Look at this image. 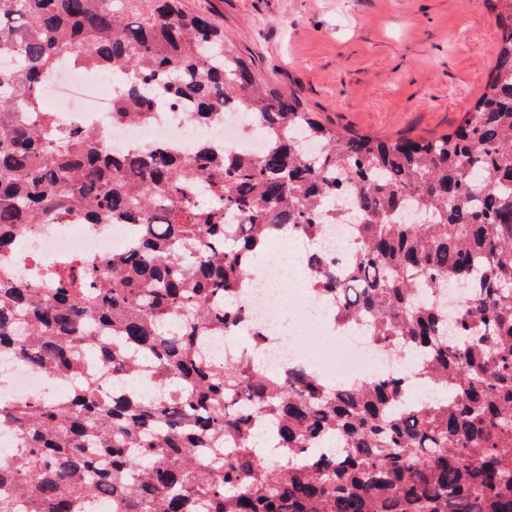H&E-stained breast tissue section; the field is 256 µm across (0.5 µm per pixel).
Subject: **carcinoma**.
Instances as JSON below:
<instances>
[{"label":"carcinoma","instance_id":"1","mask_svg":"<svg viewBox=\"0 0 512 512\" xmlns=\"http://www.w3.org/2000/svg\"><path fill=\"white\" fill-rule=\"evenodd\" d=\"M486 2L502 37L473 109L448 133L389 139L321 124L183 0H0V55L16 59L0 71V249L73 212L139 230L91 270L0 276V355L73 380L64 404L0 402L24 450L0 487L29 512H93L108 492L124 494L118 512H512V0ZM61 56L126 76L118 123L162 98L189 100L197 124L235 105L269 147L116 159L44 107ZM345 222L359 241L338 273L319 243ZM277 229L316 244L307 269L338 322L426 353L432 400L396 372L350 387L201 359L199 338L243 319L234 298ZM86 357L148 363L181 391L107 397ZM265 427L288 449L274 466Z\"/></svg>","mask_w":512,"mask_h":512}]
</instances>
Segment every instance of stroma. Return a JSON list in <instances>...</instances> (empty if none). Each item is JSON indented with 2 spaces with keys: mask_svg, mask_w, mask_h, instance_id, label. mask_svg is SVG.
<instances>
[{
  "mask_svg": "<svg viewBox=\"0 0 512 512\" xmlns=\"http://www.w3.org/2000/svg\"><path fill=\"white\" fill-rule=\"evenodd\" d=\"M227 46L320 120L432 137L478 98L500 29L485 0H187Z\"/></svg>",
  "mask_w": 512,
  "mask_h": 512,
  "instance_id": "stroma-1",
  "label": "stroma"
}]
</instances>
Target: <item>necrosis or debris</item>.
I'll list each match as a JSON object with an SVG mask.
<instances>
[{
  "label": "necrosis or debris",
  "instance_id": "necrosis-or-debris-1",
  "mask_svg": "<svg viewBox=\"0 0 512 512\" xmlns=\"http://www.w3.org/2000/svg\"><path fill=\"white\" fill-rule=\"evenodd\" d=\"M122 92V83L112 76H95L65 58L55 68L47 95L56 102L61 128L96 130L105 149L117 157L151 145L189 151L202 143H214L231 157L259 156L267 149L260 125L252 116L233 110L218 113L207 124L195 125L186 119L190 106L183 100L169 101L139 121L115 122L113 106ZM134 235V225L120 221L89 224L81 214L73 213L62 223L37 224L21 235L8 257L0 260V273L36 280L73 259L92 263L127 250ZM287 274V269L275 262L248 271L247 289L239 299L244 314L240 332L205 338L202 353L207 360L240 358L243 348L237 342L238 335L258 330L266 336L259 353L261 360L281 366L304 365L339 384H360L395 368L393 356L376 349L366 330L340 328L331 305L311 299L313 279L299 282L305 300L291 315H283L280 285ZM69 388V383L14 359L0 360L1 401L59 402Z\"/></svg>",
  "mask_w": 512,
  "mask_h": 512
}]
</instances>
